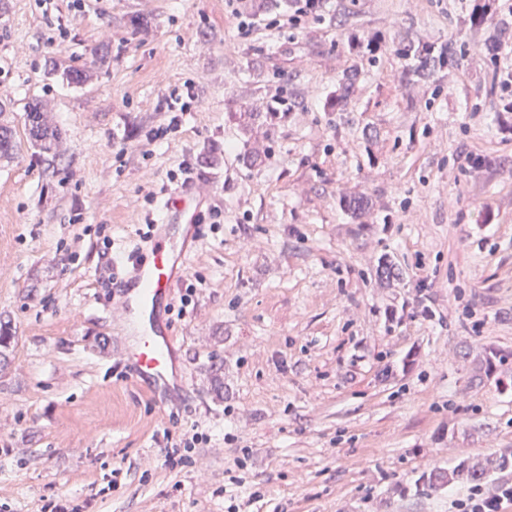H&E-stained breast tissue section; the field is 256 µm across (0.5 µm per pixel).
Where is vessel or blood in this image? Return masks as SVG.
<instances>
[{"label": "vessel or blood", "instance_id": "vessel-or-blood-1", "mask_svg": "<svg viewBox=\"0 0 512 512\" xmlns=\"http://www.w3.org/2000/svg\"><path fill=\"white\" fill-rule=\"evenodd\" d=\"M210 192L191 181L163 204L145 259L121 281L120 306L130 332L122 356L133 376L149 385L159 402H174L184 383L174 373V345L162 321L195 242V228Z\"/></svg>", "mask_w": 512, "mask_h": 512}]
</instances>
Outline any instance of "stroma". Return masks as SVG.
<instances>
[{"label": "stroma", "instance_id": "stroma-1", "mask_svg": "<svg viewBox=\"0 0 512 512\" xmlns=\"http://www.w3.org/2000/svg\"><path fill=\"white\" fill-rule=\"evenodd\" d=\"M290 4L0 5V118L24 140L38 100L62 131L53 168L0 159V512H464L476 489L426 474L512 449V90L466 0H325L278 27ZM353 27L380 48L353 56ZM408 29L453 67L408 75ZM185 160L221 216L167 313L186 388L163 406L118 354V284ZM185 429L204 441L169 464ZM358 76L357 71H350L336 81L334 101L330 103V106L336 108V111L345 112L349 108L351 104L350 90Z\"/></svg>", "mask_w": 512, "mask_h": 512}]
</instances>
